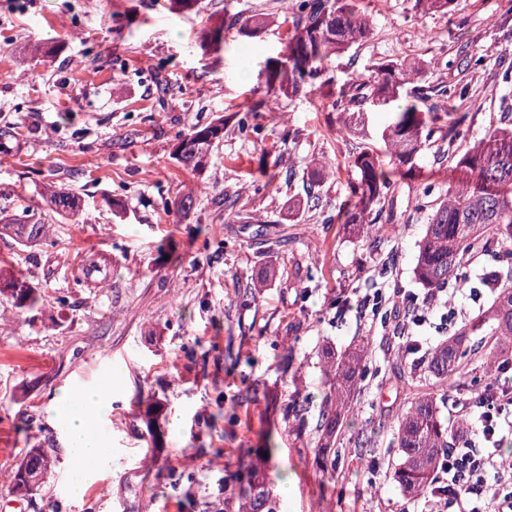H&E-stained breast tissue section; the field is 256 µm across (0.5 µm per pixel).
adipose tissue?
<instances>
[{
	"instance_id": "adipose-tissue-1",
	"label": "adipose tissue",
	"mask_w": 512,
	"mask_h": 512,
	"mask_svg": "<svg viewBox=\"0 0 512 512\" xmlns=\"http://www.w3.org/2000/svg\"><path fill=\"white\" fill-rule=\"evenodd\" d=\"M108 393L103 389H88L79 395L63 392L53 413V422L65 439L70 461L68 490L81 496L99 477L98 461L109 455L107 444L95 439L93 422L108 406Z\"/></svg>"
}]
</instances>
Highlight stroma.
<instances>
[{"label":"stroma","instance_id":"1","mask_svg":"<svg viewBox=\"0 0 512 512\" xmlns=\"http://www.w3.org/2000/svg\"><path fill=\"white\" fill-rule=\"evenodd\" d=\"M301 0H200L193 11L168 0H0V209H38L52 230L35 249L0 235V260L46 297L16 312L0 304V472L28 448H50L54 474L31 497L0 494V512H236L225 484L243 452L277 446L274 483L292 492L279 512H419L391 477L393 425L426 381L391 372L402 341L375 289L412 298L418 244L449 188L447 144L417 163L426 179L399 180L371 231L337 223L355 174L350 157L370 139L341 132L311 80L276 97L275 114L245 112L266 90V70L285 52ZM367 38L333 56L328 75L365 76L371 65L424 66L431 84L455 81L454 103L471 117V139L500 126L512 96V8L507 0H455L448 13L416 0H363ZM264 17L252 36L230 32L220 51L203 45L207 18ZM224 121L208 172L173 156L180 135ZM275 175L266 182L262 169ZM319 182L320 204L303 184ZM70 188V218L44 200ZM193 193L188 213L177 210ZM112 256L107 287L79 281L98 251ZM469 269L420 327L423 349L447 339L493 300ZM369 343L366 373L337 439L336 468L317 472L312 453L328 356ZM124 369L113 377V366ZM110 393L100 419L114 448L80 498L65 485V442L51 421L63 390ZM302 404L294 435L284 417ZM372 448L347 454L358 434Z\"/></svg>","mask_w":512,"mask_h":512}]
</instances>
